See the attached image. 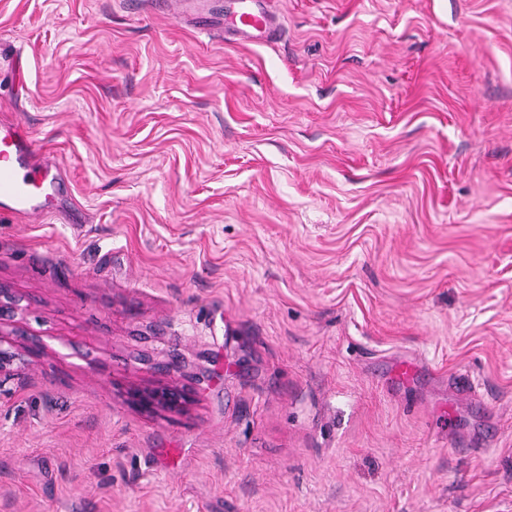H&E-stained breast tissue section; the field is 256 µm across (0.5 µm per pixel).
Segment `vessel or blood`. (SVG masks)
<instances>
[{"instance_id":"1","label":"vessel or blood","mask_w":512,"mask_h":512,"mask_svg":"<svg viewBox=\"0 0 512 512\" xmlns=\"http://www.w3.org/2000/svg\"><path fill=\"white\" fill-rule=\"evenodd\" d=\"M212 9L224 23L227 40L261 45L277 37L282 29L271 0H212ZM69 182L58 164L37 155L20 126L0 122V211L35 221L55 215L69 222L63 203Z\"/></svg>"}]
</instances>
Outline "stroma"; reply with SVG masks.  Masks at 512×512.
Here are the masks:
<instances>
[{"mask_svg":"<svg viewBox=\"0 0 512 512\" xmlns=\"http://www.w3.org/2000/svg\"><path fill=\"white\" fill-rule=\"evenodd\" d=\"M272 5L0 0L76 217L0 216V512H512V0ZM211 9L224 23V39L261 45L277 37L282 29L271 0H215ZM133 397L136 404L147 411L180 410L186 403V397L180 389L167 385L137 388Z\"/></svg>","mask_w":512,"mask_h":512,"instance_id":"1","label":"stroma"}]
</instances>
